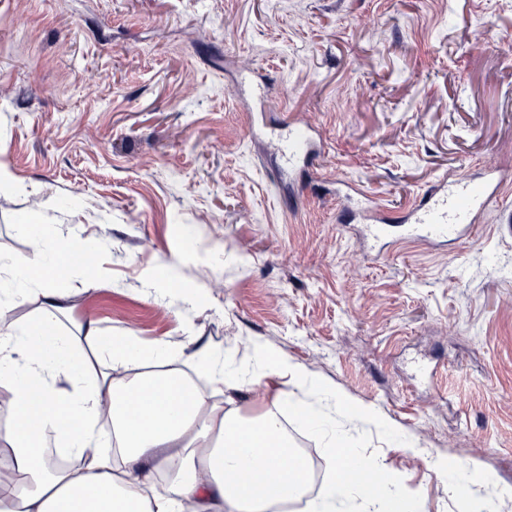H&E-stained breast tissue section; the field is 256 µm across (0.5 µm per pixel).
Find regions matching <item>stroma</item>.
<instances>
[{
    "label": "stroma",
    "instance_id": "stroma-1",
    "mask_svg": "<svg viewBox=\"0 0 512 512\" xmlns=\"http://www.w3.org/2000/svg\"><path fill=\"white\" fill-rule=\"evenodd\" d=\"M256 122L322 152L282 174ZM485 161L512 171V0H0V278L22 216L62 254L96 240L52 276L59 332L264 342L413 440L348 429L419 512H512L484 484L512 487V183L461 243L373 257L337 192L391 222Z\"/></svg>",
    "mask_w": 512,
    "mask_h": 512
}]
</instances>
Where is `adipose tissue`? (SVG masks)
<instances>
[{
	"instance_id": "1",
	"label": "adipose tissue",
	"mask_w": 512,
	"mask_h": 512,
	"mask_svg": "<svg viewBox=\"0 0 512 512\" xmlns=\"http://www.w3.org/2000/svg\"><path fill=\"white\" fill-rule=\"evenodd\" d=\"M32 242L0 282V310L20 297L41 300L40 316L0 324V512H278L308 498L303 460L291 451L276 411L243 418L234 394L243 385L286 378L325 402L306 416L324 445L354 463L308 498L310 512H336L358 502L361 512H414V498L391 485L374 494L375 461L359 457L337 414L396 426L360 408L300 365L254 345L247 361L211 349L188 350L164 339L142 342L132 333L103 336L85 318L56 331L65 298L41 280L58 263L48 229L24 219ZM226 392L215 404L189 381L186 366ZM62 448L69 466L48 464L43 451Z\"/></svg>"
}]
</instances>
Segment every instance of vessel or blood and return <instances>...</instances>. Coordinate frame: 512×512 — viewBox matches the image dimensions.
<instances>
[{
	"mask_svg": "<svg viewBox=\"0 0 512 512\" xmlns=\"http://www.w3.org/2000/svg\"><path fill=\"white\" fill-rule=\"evenodd\" d=\"M281 155L288 166L309 158L315 152L312 141L294 124H287L279 139ZM512 181V173L485 168L480 179L461 178L440 182L423 193L417 204L401 219L409 239L427 243L456 241L468 236L479 216L493 205L499 189ZM355 204L369 225V234L385 236V225L379 224L377 206L365 194H357Z\"/></svg>",
	"mask_w": 512,
	"mask_h": 512,
	"instance_id": "b4317fda",
	"label": "vessel or blood"
}]
</instances>
